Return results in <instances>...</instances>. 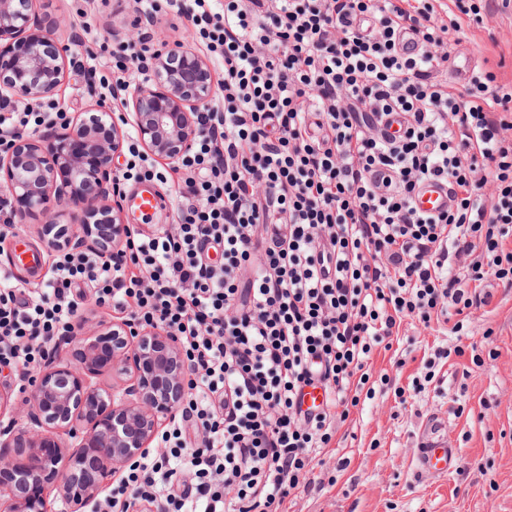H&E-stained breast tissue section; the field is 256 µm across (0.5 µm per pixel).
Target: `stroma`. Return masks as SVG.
<instances>
[{"instance_id": "35a3bbf8", "label": "stroma", "mask_w": 512, "mask_h": 512, "mask_svg": "<svg viewBox=\"0 0 512 512\" xmlns=\"http://www.w3.org/2000/svg\"><path fill=\"white\" fill-rule=\"evenodd\" d=\"M42 29L60 45L81 37L83 65L67 70L56 95L67 114L93 103L122 112L121 97L104 90L111 57L127 43L133 20L123 0H35ZM496 64L499 81H512V12L496 14L486 26L465 28L443 66L444 78L472 70L482 60ZM98 84L96 96L88 82ZM154 190L166 209L147 216L124 213L134 230L152 234L176 219L172 193L180 177L171 163L155 161ZM488 305L470 310L462 332L447 317L430 323L408 317L391 349H377L369 363L373 398L361 399L341 425L323 461L309 477L315 487L288 499L284 512H512V288L487 277ZM433 369L424 391L414 378ZM440 423L441 435L459 454L448 472L417 466L416 450Z\"/></svg>"}]
</instances>
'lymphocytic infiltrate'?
<instances>
[{
	"label": "lymphocytic infiltrate",
	"instance_id": "obj_1",
	"mask_svg": "<svg viewBox=\"0 0 512 512\" xmlns=\"http://www.w3.org/2000/svg\"><path fill=\"white\" fill-rule=\"evenodd\" d=\"M193 2L166 0L222 59L224 93L179 162L176 224L0 286V365L30 382L86 297L173 332L188 399L166 456L131 466L110 512H279L359 403L373 346L403 318L487 304L470 288L486 275L512 287V83L483 66L461 95L440 75L461 19L512 0ZM404 29L419 55L400 53ZM429 178L454 196L436 216L412 206ZM316 381L329 398L313 415L298 399Z\"/></svg>",
	"mask_w": 512,
	"mask_h": 512
}]
</instances>
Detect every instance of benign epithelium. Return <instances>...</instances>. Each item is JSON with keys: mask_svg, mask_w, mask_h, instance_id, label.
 I'll return each mask as SVG.
<instances>
[{"mask_svg": "<svg viewBox=\"0 0 512 512\" xmlns=\"http://www.w3.org/2000/svg\"><path fill=\"white\" fill-rule=\"evenodd\" d=\"M15 52L0 62V102L54 96L68 52L41 29L33 0H0V41ZM207 58L186 45L162 44L148 76L124 87L128 111L94 106L47 134L18 131L0 150V193L21 203L14 222L42 217L49 248L91 251L107 258L132 233L112 165L135 130L142 153L172 162L192 148L201 129L198 112L214 99ZM71 207L61 223L58 207ZM106 369L125 375L124 385L105 390ZM187 362L180 338L159 327L116 322L92 330L74 323L60 338L51 362L34 381L29 422L0 428V512H51L58 493L69 512H83L115 476L149 450L187 395ZM15 404L14 385L0 379V415Z\"/></svg>", "mask_w": 512, "mask_h": 512, "instance_id": "1", "label": "benign epithelium"}]
</instances>
